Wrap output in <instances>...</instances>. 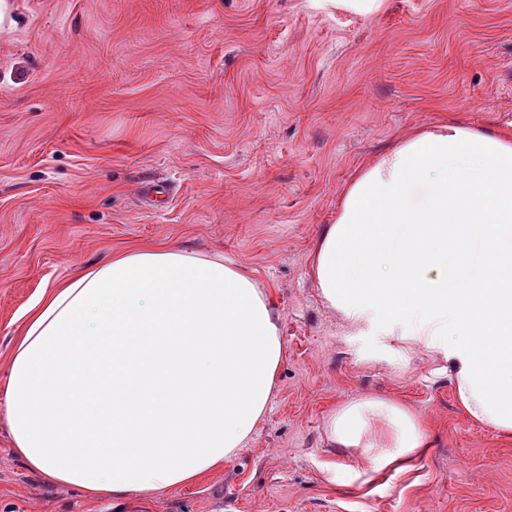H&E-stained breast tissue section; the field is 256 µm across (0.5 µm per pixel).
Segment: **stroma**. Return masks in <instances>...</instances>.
Returning a JSON list of instances; mask_svg holds the SVG:
<instances>
[{
	"label": "stroma",
	"instance_id": "35a3bbf8",
	"mask_svg": "<svg viewBox=\"0 0 512 512\" xmlns=\"http://www.w3.org/2000/svg\"><path fill=\"white\" fill-rule=\"evenodd\" d=\"M15 0L0 34V512H512V438L458 410L448 365L348 327L311 255L360 169L416 130L512 135V0ZM243 267L279 314L272 398L196 481L102 500L13 453L5 387L44 288L144 244ZM423 414L409 472L344 492L326 422Z\"/></svg>",
	"mask_w": 512,
	"mask_h": 512
}]
</instances>
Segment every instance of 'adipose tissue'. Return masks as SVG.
Listing matches in <instances>:
<instances>
[{
	"instance_id": "ef3b65f1",
	"label": "adipose tissue",
	"mask_w": 512,
	"mask_h": 512,
	"mask_svg": "<svg viewBox=\"0 0 512 512\" xmlns=\"http://www.w3.org/2000/svg\"><path fill=\"white\" fill-rule=\"evenodd\" d=\"M312 272L351 327L439 353L462 415L512 438V141L450 124L401 142L348 186ZM27 315L6 382L14 453L104 499L192 482L243 448L283 353L240 267L174 247L116 253ZM326 435L359 478L412 470L429 446L422 415L373 396L338 406Z\"/></svg>"
}]
</instances>
